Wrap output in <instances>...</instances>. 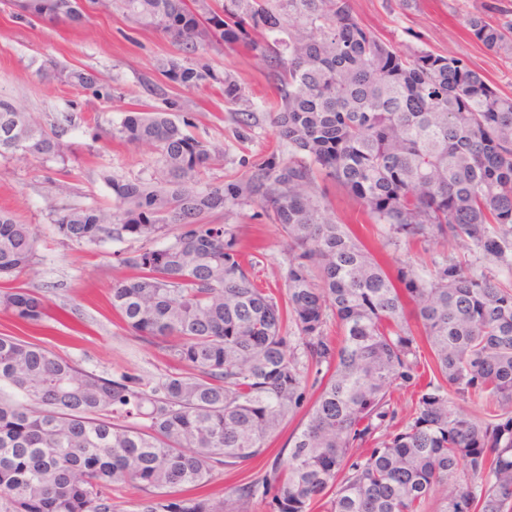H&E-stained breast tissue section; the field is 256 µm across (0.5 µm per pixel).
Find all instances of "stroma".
Masks as SVG:
<instances>
[{"label":"stroma","instance_id":"obj_1","mask_svg":"<svg viewBox=\"0 0 512 512\" xmlns=\"http://www.w3.org/2000/svg\"><path fill=\"white\" fill-rule=\"evenodd\" d=\"M480 3L418 0L416 8L404 9L399 0H351V8L363 27L399 49L462 58L495 87L512 92V57L487 52L464 26L466 14ZM12 12L11 0H0V95L41 113L47 123L71 119L67 139L73 158L64 168L31 156L0 158V208L31 225L37 238L34 274L2 276L0 290L28 288L41 293L62 321L36 331V338L79 368L111 379L128 375L156 381L167 369L165 361L155 346L126 327L110 304L113 282L131 274L117 260L120 244L60 243L51 208L111 207L112 190L102 180V170L133 179L154 169L152 150L112 136L129 112L166 110L175 119H188L191 135L224 151L223 161L206 171L213 183L245 179L260 159L274 152L287 155L288 147L266 117L246 142H239L220 85L188 87L172 81L165 64L177 56V49L159 31L135 25L120 10L89 9V20L81 25L19 19ZM52 61L93 75L95 84L76 88L45 81L41 69ZM194 63L231 73L255 106H265L274 97L275 87L260 59L243 48L208 47L198 52ZM145 77L163 86L167 99L146 94L140 85ZM332 200L339 220L350 225L388 271L410 264L426 275L433 261L442 260L440 248L424 242L388 244L385 226L368 223L354 199L337 192ZM217 220L237 225L242 251L257 257L255 283L283 295L288 243L258 202L227 207ZM302 421L299 415L287 420L262 455L217 473L209 493L221 497L243 478L264 475L273 460L287 452Z\"/></svg>","mask_w":512,"mask_h":512}]
</instances>
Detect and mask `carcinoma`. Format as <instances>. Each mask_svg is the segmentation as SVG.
Listing matches in <instances>:
<instances>
[{
	"instance_id": "obj_1",
	"label": "carcinoma",
	"mask_w": 512,
	"mask_h": 512,
	"mask_svg": "<svg viewBox=\"0 0 512 512\" xmlns=\"http://www.w3.org/2000/svg\"><path fill=\"white\" fill-rule=\"evenodd\" d=\"M108 2L176 47L173 81L222 86L241 138L259 112L233 75L193 58L224 44L260 57L277 92L266 114L288 157L268 156L244 181L208 183L224 151L186 134L189 121L125 115L112 136L153 147L155 171H105L112 209L51 220L63 243L139 242L119 253L134 275L113 282L112 308L183 368L154 383L109 379L43 341L0 335V512H120L112 487L127 482L143 492L140 512H242L270 491L279 512H308L333 488L330 512H426L450 477L458 489L440 512H512V286L454 257L427 277L410 265L391 274L331 217L329 196L334 186L356 199L392 244L451 240L512 270V95L455 56L397 50L358 23L350 0ZM15 6L14 18L85 20L78 0ZM498 12L486 0L465 25L486 50L512 56V19L491 21ZM45 74L94 82L54 66ZM68 132L0 97V157L65 169ZM245 200L288 242L283 300L255 285L237 226L213 220ZM35 252L31 225L0 211V277L31 270ZM0 309L32 327L51 319L30 289L0 292ZM425 345L433 377L400 427L391 389L419 386ZM456 400L484 412L469 416ZM301 410L288 456L262 480L222 498L177 495L262 454ZM369 441L366 455L350 454Z\"/></svg>"
}]
</instances>
